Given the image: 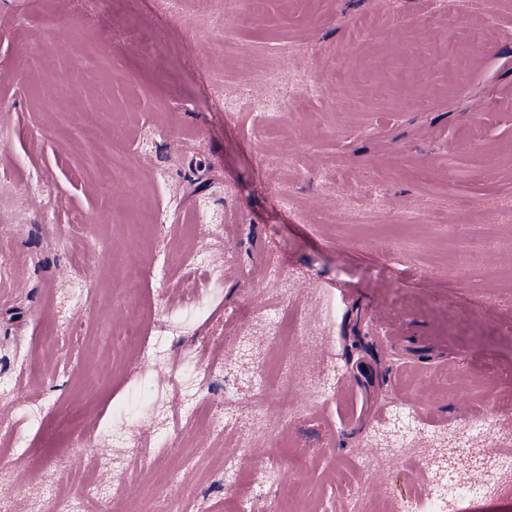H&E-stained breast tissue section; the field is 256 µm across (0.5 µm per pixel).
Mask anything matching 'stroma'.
<instances>
[{"label":"stroma","instance_id":"35a3bbf8","mask_svg":"<svg viewBox=\"0 0 512 512\" xmlns=\"http://www.w3.org/2000/svg\"><path fill=\"white\" fill-rule=\"evenodd\" d=\"M449 10L512 29V0H269L260 18L227 20L236 50L212 82V19L195 0L174 21L153 0H0V453L14 427L26 439L19 467L0 470V512H89L48 499L53 468L96 469L107 491L122 479L110 512H168L179 495L196 512H349L335 470L359 451L379 453L354 472L358 491L416 495L454 453L450 424L490 411L512 432V42L434 62ZM33 22L52 34L51 69L33 65ZM88 37L111 70H77ZM312 82L278 136H261L255 111ZM104 95L131 140L117 166L156 176L175 217L161 241L116 221L153 204L146 187L94 183L79 114ZM228 98L242 111L225 114ZM32 176L47 200L27 193ZM452 236L487 264L454 273ZM156 245L167 262L144 271L141 297L165 294L168 327L149 361L108 330L125 316L114 267ZM196 252L215 278L210 305L188 309L180 256ZM274 320L307 340L281 358L284 380L263 382ZM203 356L222 372L168 382ZM477 374L500 383L477 391ZM264 390L278 394L266 416L226 417ZM181 404L213 428L185 432L155 472L126 469L124 440L165 438ZM86 428L92 447H73ZM242 433L255 447H239ZM228 457L251 474L244 500L217 469ZM271 460L279 473L265 472ZM168 470L179 484L164 483ZM491 481L453 512H512V473Z\"/></svg>","mask_w":512,"mask_h":512}]
</instances>
